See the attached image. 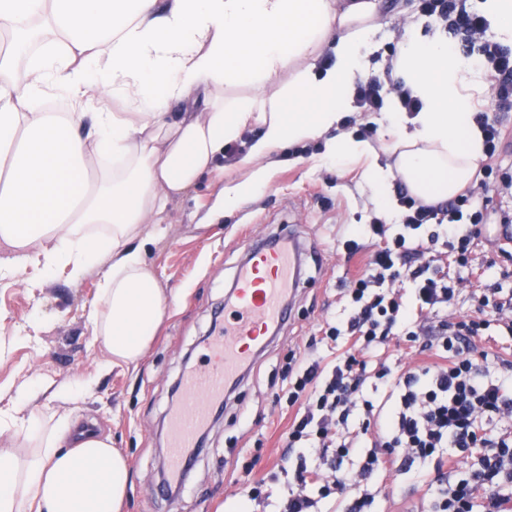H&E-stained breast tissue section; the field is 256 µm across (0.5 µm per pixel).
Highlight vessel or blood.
<instances>
[{
  "label": "vessel or blood",
  "mask_w": 512,
  "mask_h": 512,
  "mask_svg": "<svg viewBox=\"0 0 512 512\" xmlns=\"http://www.w3.org/2000/svg\"><path fill=\"white\" fill-rule=\"evenodd\" d=\"M299 265L297 243L283 237L256 245L238 269L228 306L232 317L209 346L204 367L183 380L181 399L168 418L172 477H179L185 450L195 447L214 407L242 376L254 352L264 347L267 333L285 321L288 296L300 286Z\"/></svg>",
  "instance_id": "obj_1"
}]
</instances>
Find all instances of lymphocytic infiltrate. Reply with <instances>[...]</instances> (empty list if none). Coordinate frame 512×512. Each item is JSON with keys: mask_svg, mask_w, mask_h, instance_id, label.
Masks as SVG:
<instances>
[{"mask_svg": "<svg viewBox=\"0 0 512 512\" xmlns=\"http://www.w3.org/2000/svg\"><path fill=\"white\" fill-rule=\"evenodd\" d=\"M421 5L428 22L458 36L463 53L476 56L490 70L494 97L511 107L512 51L485 40L488 19L468 8L466 0H421ZM393 98L407 113L422 107L411 89L390 74H371L356 84L355 103L361 111L380 113ZM482 172L485 194L480 199L469 190L448 202L428 204L399 188L402 232L372 254L364 273L348 288L347 322L325 330L333 342L351 338L350 347L328 369L317 359L298 364L288 388V402L298 411L286 436L288 448L297 452L294 477L307 480V450L333 449L335 460L322 494L338 495L336 512H365L370 499L361 491L363 482L400 461L432 465L434 476H417L428 487L429 512H512V360L491 359L472 346L482 329L512 311V297L479 307L476 319L441 322L427 343L438 357L432 366L395 374L384 366L369 370L366 360L378 344L400 337L413 342L419 336L390 282L409 275L421 308L452 303L454 289L437 279L415 232L429 224L442 227L458 255H465L470 237L460 234V226L485 223L494 194L512 188L511 174L495 175L488 164ZM373 379L386 388L378 403L365 395ZM355 413L361 417L360 433L350 437L343 428ZM368 434L373 441L366 447L361 438ZM472 448L482 452L480 467L455 480L461 453Z\"/></svg>", "mask_w": 512, "mask_h": 512, "instance_id": "f902f5d3", "label": "lymphocytic infiltrate"}]
</instances>
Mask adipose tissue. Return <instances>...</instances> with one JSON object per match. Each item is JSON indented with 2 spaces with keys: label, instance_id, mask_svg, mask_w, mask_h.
Listing matches in <instances>:
<instances>
[{
  "label": "adipose tissue",
  "instance_id": "obj_1",
  "mask_svg": "<svg viewBox=\"0 0 512 512\" xmlns=\"http://www.w3.org/2000/svg\"><path fill=\"white\" fill-rule=\"evenodd\" d=\"M375 13L374 0H0V280L98 271L88 321L104 363L137 368L168 307L141 245L161 238L172 199L223 179L216 159L250 125L261 132L224 209L267 183L276 148L321 137L326 155L367 162L389 215L390 172L339 130ZM395 69L422 108L388 114L394 171L424 202L451 199L484 154L485 75L438 33L407 40ZM242 85L251 95L225 98ZM54 100L65 111H48ZM28 400L23 389L0 406V423L41 441L28 459L0 450V512H122L127 458L70 417L44 430Z\"/></svg>",
  "mask_w": 512,
  "mask_h": 512
}]
</instances>
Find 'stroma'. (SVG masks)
Segmentation results:
<instances>
[{"instance_id":"35a3bbf8","label":"stroma","mask_w":512,"mask_h":512,"mask_svg":"<svg viewBox=\"0 0 512 512\" xmlns=\"http://www.w3.org/2000/svg\"><path fill=\"white\" fill-rule=\"evenodd\" d=\"M419 24L420 36L436 33L424 24L419 0H381L372 49L364 73L383 72L389 51L399 50ZM277 164L266 186L230 213L215 210L224 181L239 179V156L224 159V178L204 177L160 215L161 241L147 243L145 257L170 306L161 328L137 369L107 368L103 347L87 317L97 302L98 278L72 283L66 272L44 277L26 271L0 280V396L11 397L33 381L84 387L78 402L33 390L29 407L94 423L127 456L131 487L124 512H233L243 502L240 478L250 474L262 495L249 512H282L297 483L281 467L289 450L285 434L295 415L287 400L288 379L303 357L331 359L324 341L329 322L349 317L343 295L368 262L374 241L359 237L362 249L346 256L343 242L357 226L371 222L377 185L363 164L336 163L324 155L323 140L278 148ZM498 215L474 234L465 264L449 256L444 242L430 254L434 267L455 290L451 305L439 304L416 315L433 327L453 317L473 316L478 299L512 293V239L503 238ZM316 258H305L303 284L292 298V312L249 375L211 418L205 441L192 456L176 491L162 493L167 481L166 426L172 390L185 366L204 362L206 338L224 321V305L235 271L249 246L282 226ZM433 352L393 339L371 354V367L392 371L434 364ZM415 471H393L368 480L375 512H421Z\"/></svg>"}]
</instances>
